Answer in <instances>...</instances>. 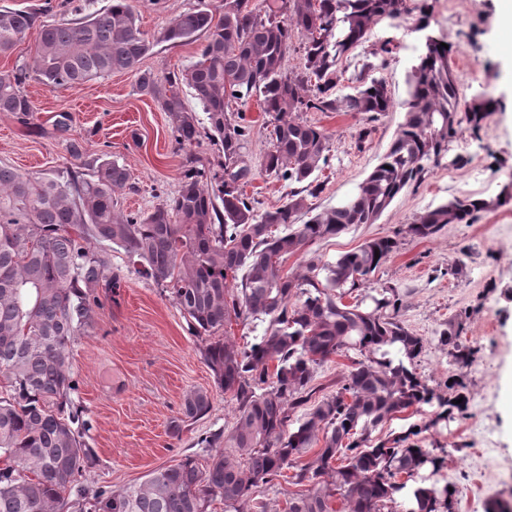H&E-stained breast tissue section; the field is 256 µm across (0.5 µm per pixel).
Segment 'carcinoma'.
I'll return each instance as SVG.
<instances>
[{
  "instance_id": "cac0c4a2",
  "label": "carcinoma",
  "mask_w": 512,
  "mask_h": 512,
  "mask_svg": "<svg viewBox=\"0 0 512 512\" xmlns=\"http://www.w3.org/2000/svg\"><path fill=\"white\" fill-rule=\"evenodd\" d=\"M412 10L417 27L429 29L426 0H224L220 18L195 8L151 41L129 0H110L43 27L32 57L0 73V112L24 124L35 112L22 90L30 78L57 90L130 73L138 91L173 118L177 145L197 144L206 131L224 155L216 170L185 174L176 195L145 216L116 211L115 193L130 176L110 159L94 160L89 174L72 167L47 177L0 165V375L7 381L0 392V512H209L216 499L224 512H267L263 487L280 479L300 487L289 493L288 512H337L338 499L343 512H454V493L439 479L445 459L422 443L466 411L461 375H448L445 394L417 372L425 342L400 319L399 289L387 286L354 303L344 297L368 284L400 235L426 239L447 224H473L490 203L454 198L403 233L370 239L333 263L290 274L282 267L317 241L374 223L448 153L462 122L478 130L497 111L486 99L460 104L452 48L431 35L407 72L404 120L386 154L348 200L299 223L308 212L303 193L322 190L318 174L329 161V136L301 113L374 121L389 111L386 82L369 77L377 65L366 60L349 74L340 62L380 21ZM35 22L32 13L1 8L0 56L25 42ZM297 38L302 66L294 71L287 61ZM198 40V60L177 72L160 77L140 68L156 43ZM342 82L353 92L336 94ZM185 88L208 127L188 113ZM253 99L271 139L257 167L245 153L253 126L231 109ZM256 170L302 188L259 213L243 192ZM114 246L168 292L204 340L203 359L237 414L231 427L198 440L215 449L206 468L186 456L120 490H90L81 478L98 454L85 440L84 407L72 398L69 355L100 293L121 286ZM234 320L262 329L251 347L218 335ZM464 326L458 315L440 336L460 369L474 357L462 341ZM339 355L352 357L353 369L295 416L317 393V369ZM211 405L209 392H187L171 428L180 433ZM425 405L436 411L424 424L373 436Z\"/></svg>"
}]
</instances>
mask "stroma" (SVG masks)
<instances>
[{
    "mask_svg": "<svg viewBox=\"0 0 512 512\" xmlns=\"http://www.w3.org/2000/svg\"><path fill=\"white\" fill-rule=\"evenodd\" d=\"M224 0H132L138 25L155 45L143 68L165 75L195 61L199 44L156 42L171 19L197 7L214 16ZM431 30L452 45L450 65L459 81L461 100L476 97L498 103L480 134L461 125L448 154L429 165L419 186L406 189L372 224L351 227L338 237L318 241L291 256L287 269L324 264L364 241L394 234L426 210L459 197L496 199L512 184V60L505 56L506 39L497 26L498 0H427ZM109 0H0V8L36 13L41 25L73 19L75 9L91 12ZM415 18L380 22L366 42L347 58L348 64L383 44L391 54L374 77L386 81L393 107L377 121L344 112H308L305 120L329 137V165L323 189L308 198L310 214L346 200L389 149L404 119L406 75L419 50ZM24 91L36 112L22 124L0 112V164L21 173L52 174L69 167L68 139H76L84 161L108 158L130 173L116 194L121 214H143L171 200L189 162L215 167L219 152L210 138L179 147L171 137L172 119L157 100L137 91L132 75L115 73L104 81L50 90L28 81ZM70 113L68 137L53 127L58 113ZM369 128L358 141L361 128ZM465 156L462 165L453 164ZM122 270L116 294L100 295L92 310V326L71 345L70 362L77 382L74 393L86 409L91 429L86 435L99 462L85 484L113 490L142 480L149 471L193 456L206 464L211 451L200 436L230 426L235 405L218 389L206 366L201 339L192 335L171 297L134 267L126 266L122 250L112 252ZM458 275H449V268ZM400 288L402 320L426 348L418 371L429 384L445 388L451 358L439 336L450 318L466 314L463 341L476 348L465 371L468 408L465 415L432 432L429 447L443 451L444 477L455 490L454 512H486L489 501L512 508V202L482 212L474 224H450L429 239L404 237L371 278L370 289ZM203 389L212 408L173 433L185 392Z\"/></svg>",
    "mask_w": 512,
    "mask_h": 512,
    "instance_id": "stroma-1",
    "label": "stroma"
}]
</instances>
